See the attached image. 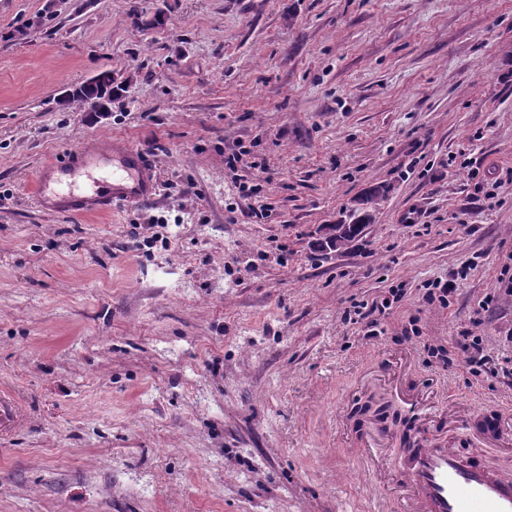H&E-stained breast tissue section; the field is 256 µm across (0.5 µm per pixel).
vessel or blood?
<instances>
[{
  "label": "vessel or blood",
  "instance_id": "obj_1",
  "mask_svg": "<svg viewBox=\"0 0 512 512\" xmlns=\"http://www.w3.org/2000/svg\"><path fill=\"white\" fill-rule=\"evenodd\" d=\"M37 193L54 212L106 213L151 199L153 171L141 151L116 141L73 150L50 162L39 175ZM471 428L489 442L505 435L500 415L488 425L482 413H475ZM390 476L399 492L397 512H512L511 469L490 471L429 431L407 454L393 457Z\"/></svg>",
  "mask_w": 512,
  "mask_h": 512
}]
</instances>
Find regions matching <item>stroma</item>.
<instances>
[{"label":"stroma","mask_w":512,"mask_h":512,"mask_svg":"<svg viewBox=\"0 0 512 512\" xmlns=\"http://www.w3.org/2000/svg\"><path fill=\"white\" fill-rule=\"evenodd\" d=\"M106 70L108 120L59 104ZM115 139L152 201L39 204L49 157ZM372 186L362 234L320 249ZM508 278L512 0H0V390L25 411L0 512H391L337 413L458 448L470 413L512 427V385L428 354L512 357ZM394 288L365 337L347 311Z\"/></svg>","instance_id":"stroma-1"}]
</instances>
